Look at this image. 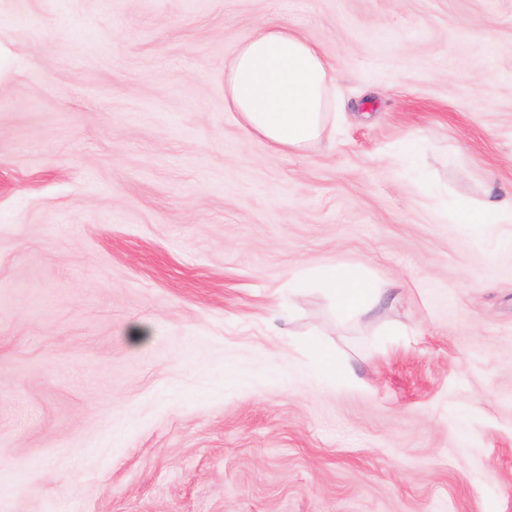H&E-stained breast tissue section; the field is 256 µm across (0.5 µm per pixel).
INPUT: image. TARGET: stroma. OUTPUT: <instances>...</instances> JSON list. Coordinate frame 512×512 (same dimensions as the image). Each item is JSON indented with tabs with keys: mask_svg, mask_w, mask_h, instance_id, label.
Here are the masks:
<instances>
[{
	"mask_svg": "<svg viewBox=\"0 0 512 512\" xmlns=\"http://www.w3.org/2000/svg\"><path fill=\"white\" fill-rule=\"evenodd\" d=\"M278 17L344 112L281 153L224 103ZM490 191L512 0H0V512H512ZM329 264L384 307L289 291ZM455 224H468L477 229H485L492 224L512 223V197L511 204H504L490 199L478 208L459 204L452 215ZM316 372L326 378L336 377L340 372L336 359V351L317 344L313 347Z\"/></svg>",
	"mask_w": 512,
	"mask_h": 512,
	"instance_id": "1",
	"label": "stroma"
}]
</instances>
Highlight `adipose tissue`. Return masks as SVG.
Masks as SVG:
<instances>
[{"mask_svg":"<svg viewBox=\"0 0 512 512\" xmlns=\"http://www.w3.org/2000/svg\"><path fill=\"white\" fill-rule=\"evenodd\" d=\"M224 83L229 111L243 128L265 138L275 150L299 151L321 141L336 110V71L318 47L290 22L268 21L242 42L228 67ZM454 223L484 229L512 223V203L491 199L480 207L458 205ZM322 283L336 308L356 315L376 309L384 289L352 269L325 266L293 278Z\"/></svg>","mask_w":512,"mask_h":512,"instance_id":"1","label":"adipose tissue"}]
</instances>
